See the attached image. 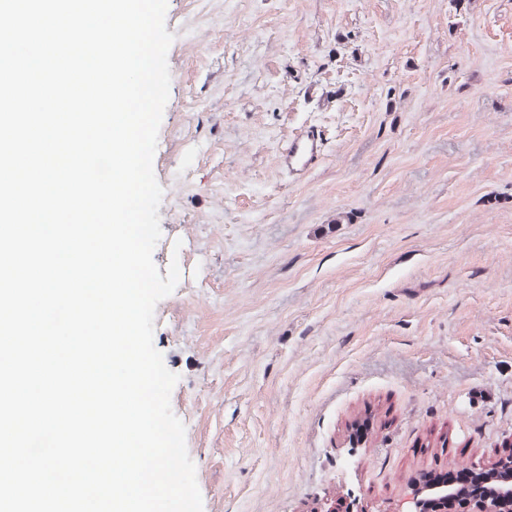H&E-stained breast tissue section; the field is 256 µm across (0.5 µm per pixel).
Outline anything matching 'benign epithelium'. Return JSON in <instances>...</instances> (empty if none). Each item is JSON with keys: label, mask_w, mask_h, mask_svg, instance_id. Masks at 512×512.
Here are the masks:
<instances>
[{"label": "benign epithelium", "mask_w": 512, "mask_h": 512, "mask_svg": "<svg viewBox=\"0 0 512 512\" xmlns=\"http://www.w3.org/2000/svg\"><path fill=\"white\" fill-rule=\"evenodd\" d=\"M490 484L484 492L465 497L446 482L419 485L406 512H512V468L477 469Z\"/></svg>", "instance_id": "1"}]
</instances>
